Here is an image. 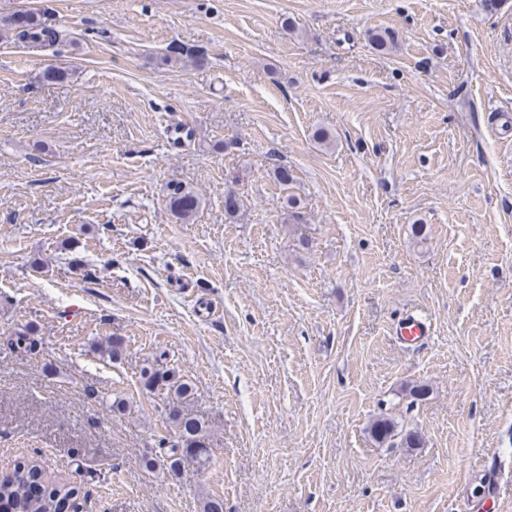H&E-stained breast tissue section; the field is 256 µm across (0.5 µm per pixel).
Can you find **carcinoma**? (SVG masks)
<instances>
[{"label":"carcinoma","mask_w":512,"mask_h":512,"mask_svg":"<svg viewBox=\"0 0 512 512\" xmlns=\"http://www.w3.org/2000/svg\"><path fill=\"white\" fill-rule=\"evenodd\" d=\"M18 40L37 48L56 42L58 31L50 16L44 12L27 11L12 19ZM201 204L199 194L192 188L176 183L169 186L167 206L170 213L182 222L190 221ZM9 349L17 353H31L37 349L33 332L26 329L15 334L8 342ZM144 386L151 390L166 391L165 413L174 428L176 439L158 442L159 452L144 457L145 468L163 466L177 475L187 465L198 469L208 466L212 449L206 422L184 412L183 404L193 395L191 381L181 377L167 366L166 353L155 356L154 363L141 371ZM372 437L385 443L396 436L395 423L387 418L376 420L371 426ZM78 499V490L65 482L44 479L36 465L16 466L0 475V512H64V506Z\"/></svg>","instance_id":"cac0c4a2"}]
</instances>
